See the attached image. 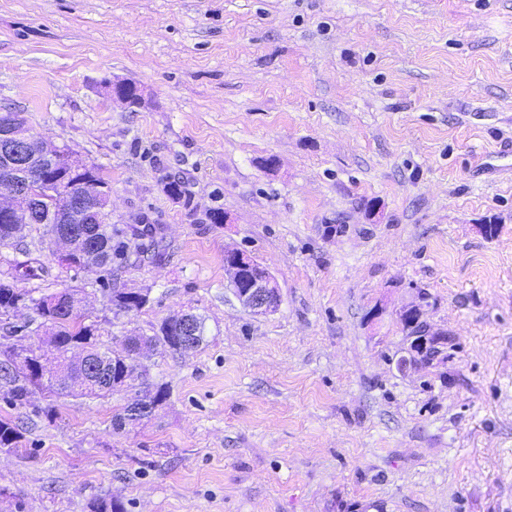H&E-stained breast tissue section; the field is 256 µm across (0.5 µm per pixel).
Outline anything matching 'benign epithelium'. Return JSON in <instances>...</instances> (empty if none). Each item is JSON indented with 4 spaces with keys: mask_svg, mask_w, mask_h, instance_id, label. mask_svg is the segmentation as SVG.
I'll use <instances>...</instances> for the list:
<instances>
[{
    "mask_svg": "<svg viewBox=\"0 0 512 512\" xmlns=\"http://www.w3.org/2000/svg\"><path fill=\"white\" fill-rule=\"evenodd\" d=\"M0 120V220L15 226L14 237L0 243L9 245L23 237L26 227L45 224L49 217L74 224H93L91 214H109V191L97 187L93 193L90 184L75 180L66 195H57L55 185L59 177H69L87 169L73 153L59 148L34 134L25 121L1 110ZM59 248L58 256L64 263L76 261L84 269L100 265L97 251H74L75 244L67 238L53 239ZM224 271L232 294L245 308L255 314L277 310L280 296L271 275L238 250L224 255ZM157 404L146 398L130 402L126 421L135 422L155 411Z\"/></svg>",
    "mask_w": 512,
    "mask_h": 512,
    "instance_id": "1",
    "label": "benign epithelium"
}]
</instances>
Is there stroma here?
Listing matches in <instances>:
<instances>
[{
  "label": "stroma",
  "instance_id": "stroma-1",
  "mask_svg": "<svg viewBox=\"0 0 512 512\" xmlns=\"http://www.w3.org/2000/svg\"><path fill=\"white\" fill-rule=\"evenodd\" d=\"M1 106L97 169L131 249L164 250L122 273L151 297L128 313L38 226L0 275L76 290L110 348L187 311L208 332L145 353L170 396L118 433L125 391L0 400L22 432L0 512H512V0H0ZM233 249L277 311L235 299ZM414 304L446 342L402 369ZM247 264L255 271L248 274ZM224 271L228 276L232 294L237 301L254 314H268L277 310L280 296L271 275L238 250L224 255Z\"/></svg>",
  "mask_w": 512,
  "mask_h": 512
}]
</instances>
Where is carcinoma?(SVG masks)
<instances>
[{
  "label": "carcinoma",
  "instance_id": "1",
  "mask_svg": "<svg viewBox=\"0 0 512 512\" xmlns=\"http://www.w3.org/2000/svg\"><path fill=\"white\" fill-rule=\"evenodd\" d=\"M43 234L51 236H70L76 243L75 249L94 248L103 256L104 267L110 271H121L129 261L128 244L119 240L118 231L112 225L98 224H58L48 222L43 225ZM74 298L71 290L44 295L38 299L10 283L0 282V319L8 318L15 304L30 301L38 316L40 326L49 327L51 340L55 347V359L61 366V373L44 379L34 370L38 356L32 348H0V356L21 364L25 372L12 373L8 368L0 369V382L7 390L4 398L14 407L29 404L31 397L44 387L55 388L56 394H77L79 396H105L110 393L133 388L137 379H145V372L136 363L135 354L141 345L155 342L167 350L178 353L174 339L177 337L176 324L163 321L158 331L147 338L128 336L123 349L126 356L112 359V349H101L100 335L95 323L85 324L77 321L78 315L73 307L66 304V298ZM82 345L88 348L96 359L87 367H75L70 363V347ZM21 439L19 425L9 418L0 417V451H10L17 447Z\"/></svg>",
  "mask_w": 512,
  "mask_h": 512
}]
</instances>
